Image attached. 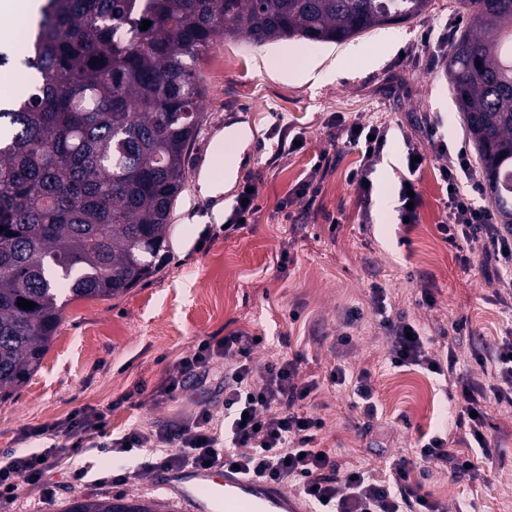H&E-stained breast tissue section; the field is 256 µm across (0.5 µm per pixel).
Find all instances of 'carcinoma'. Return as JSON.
I'll use <instances>...</instances> for the list:
<instances>
[{
    "label": "carcinoma",
    "instance_id": "obj_1",
    "mask_svg": "<svg viewBox=\"0 0 512 512\" xmlns=\"http://www.w3.org/2000/svg\"><path fill=\"white\" fill-rule=\"evenodd\" d=\"M430 2L149 0L140 14L137 0H44L22 44L29 79L0 99V402L41 366L68 298L118 296L168 260L211 43L341 44ZM459 7L446 75L493 221L512 227V0ZM62 512L166 510L100 497Z\"/></svg>",
    "mask_w": 512,
    "mask_h": 512
}]
</instances>
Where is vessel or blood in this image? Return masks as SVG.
Instances as JSON below:
<instances>
[{
	"mask_svg": "<svg viewBox=\"0 0 512 512\" xmlns=\"http://www.w3.org/2000/svg\"><path fill=\"white\" fill-rule=\"evenodd\" d=\"M193 512H306L303 498L281 484L262 481L229 464L190 468L166 477Z\"/></svg>",
	"mask_w": 512,
	"mask_h": 512,
	"instance_id": "b4317fda",
	"label": "vessel or blood"
}]
</instances>
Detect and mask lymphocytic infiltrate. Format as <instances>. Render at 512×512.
Segmentation results:
<instances>
[{"instance_id":"f902f5d3","label":"lymphocytic infiltrate","mask_w":512,"mask_h":512,"mask_svg":"<svg viewBox=\"0 0 512 512\" xmlns=\"http://www.w3.org/2000/svg\"><path fill=\"white\" fill-rule=\"evenodd\" d=\"M346 143L362 150L366 162L350 175L363 198H370L366 185L373 172L371 158L387 137L385 127L361 123L342 126ZM440 177L451 191L444 204L438 230L448 245L463 251L465 244L482 240L484 256L494 263L498 283L495 300L512 309V231L495 224L489 210L478 205L474 194L481 187L480 173L466 148H459L457 163L442 167ZM373 305L382 326L389 332L390 361L396 367L421 366L441 375L445 369L425 349L424 337L415 325L393 323L386 313L384 288L373 287ZM256 336L232 333L203 340L177 365L160 387L163 396L183 390L188 379H206L212 365L226 358L234 364L224 374V427L216 429L209 409H201L173 432H145L132 429L110 439L109 449L124 453L133 448H158L177 443L175 452L156 459L157 468L180 470L228 462L261 480L292 483L313 506L315 512H446L444 505L416 493L410 482L408 461L391 464L386 471L367 466L341 468L335 456L321 453L313 441L322 427L320 418L301 413L300 404L310 399L316 385L299 379L300 357L258 364L251 348ZM479 365H491L495 381L491 385L464 380L460 383L462 402L454 423L468 426L483 458H490V442L484 439L481 414L487 397L512 408V328H507L495 348L474 352ZM104 413L83 407L63 419L24 432L25 438L64 435L70 438L73 453L94 447L104 437ZM53 449L42 454L19 453L0 459V497L16 496L26 484L38 483L50 467Z\"/></svg>"}]
</instances>
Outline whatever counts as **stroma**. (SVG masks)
<instances>
[{"mask_svg": "<svg viewBox=\"0 0 512 512\" xmlns=\"http://www.w3.org/2000/svg\"><path fill=\"white\" fill-rule=\"evenodd\" d=\"M457 17V0H432L421 19L374 28L343 44L255 47L227 38L206 48L197 63L206 121L187 159L170 259L120 296L71 301L41 368L0 403V457L56 450L42 481L17 498H0V512H60L76 498L120 495L189 512L162 488L161 471L146 469L152 449L75 455L68 437L27 441L22 432L82 406L103 411L115 437L134 427L166 432L202 408L223 421V364L214 366L206 384L187 385L174 397L156 391L199 342L237 331L261 337L252 350L256 362L301 356L302 380L318 385L302 409L324 423L314 445L335 454L341 467L385 468L413 458L441 432L450 454H471L469 435L445 421L459 388L426 369L393 366L372 303V287L381 285L391 320L422 328L432 358L451 361L453 376L491 381V368L472 354L493 349L512 315L494 302L497 285L483 274L481 242H473L464 261L437 229L446 199L440 170L456 164L468 136L448 85L447 52L424 35ZM391 34L401 40L388 49L384 39ZM371 53L378 63L366 62ZM284 64L333 75L286 80L277 74ZM355 122L388 130L372 160L342 141L338 124ZM239 126L247 127L250 140L232 185L213 197L201 195L202 170L223 179L224 157L236 149L227 134ZM287 130L302 133L304 145L281 154L277 143ZM441 141L448 150L440 155L435 148ZM411 145L425 157L416 176L422 205L417 223L403 224L397 208L383 209L382 201L397 199ZM367 161L373 169L368 200L348 181ZM311 178L319 186L316 200L295 198L298 185ZM249 181L258 210L241 228L225 232ZM355 308L362 316L346 326ZM458 322L464 325L459 332ZM345 333L351 338L346 345L339 341ZM342 362L367 372L374 419L364 417L352 386L330 382V370ZM484 413L492 461L476 476H457L446 466L412 474L420 494L447 504L448 512H512V409L490 400ZM78 468L87 469L85 482L72 480ZM114 468L126 472V482L101 481Z\"/></svg>", "mask_w": 512, "mask_h": 512, "instance_id": "1", "label": "stroma"}]
</instances>
